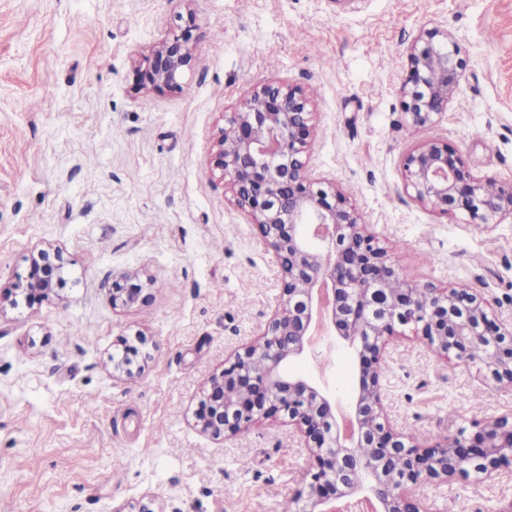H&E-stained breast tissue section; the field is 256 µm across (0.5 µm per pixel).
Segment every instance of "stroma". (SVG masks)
Segmentation results:
<instances>
[{
	"mask_svg": "<svg viewBox=\"0 0 512 512\" xmlns=\"http://www.w3.org/2000/svg\"><path fill=\"white\" fill-rule=\"evenodd\" d=\"M193 11L180 92L135 69ZM438 26L466 49L462 88L430 128L399 106L406 51ZM313 97L311 166L354 205L405 277L463 287L512 319V221L443 216L404 190L403 153L435 138L512 184V0H0V294L51 244L60 297L0 309V512H281L313 463L287 425L216 441L193 425L206 379L271 316L277 268L213 166L218 131L254 87ZM139 273L147 302L112 304ZM149 367L112 377L123 339ZM299 372L351 393L347 352ZM395 426L431 444L512 413V386L413 337L384 375ZM428 512H505L512 483L418 486Z\"/></svg>",
	"mask_w": 512,
	"mask_h": 512,
	"instance_id": "1",
	"label": "stroma"
}]
</instances>
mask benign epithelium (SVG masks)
<instances>
[{
    "mask_svg": "<svg viewBox=\"0 0 512 512\" xmlns=\"http://www.w3.org/2000/svg\"><path fill=\"white\" fill-rule=\"evenodd\" d=\"M193 14L178 15L171 33L137 69L139 89L180 92L192 68ZM468 66L466 50L446 30H424L411 45L399 105L414 128L436 123L457 95ZM313 100L298 86H257L230 117L231 139L219 132L214 166L235 203L251 217L279 270L278 306L258 337L211 375L193 413L194 426L214 440L234 437L270 420L292 426L315 457L298 512H335L332 505L366 490L377 512H427L416 492L427 478L446 482L475 474L512 477V417L474 424L476 431L429 446L396 431L384 412L380 368L388 346L408 328L449 363L477 362L487 380L512 385V321L463 288H435L400 275L388 252L369 234L345 194L317 179L311 167ZM405 192L442 214L462 212L479 224L512 219V185L489 194L462 154L431 139L402 158ZM68 259L57 248L32 251L25 279L14 284L30 306L59 297ZM135 274L112 280V306L148 299ZM397 280L393 289L389 282ZM330 331L352 350L355 384L348 408L353 434L346 441L338 398L317 379L288 370L313 353L316 330ZM142 338L124 341L112 358V376L139 378L147 356ZM367 449L357 455L354 448Z\"/></svg>",
    "mask_w": 512,
    "mask_h": 512,
    "instance_id": "obj_1",
    "label": "benign epithelium"
}]
</instances>
